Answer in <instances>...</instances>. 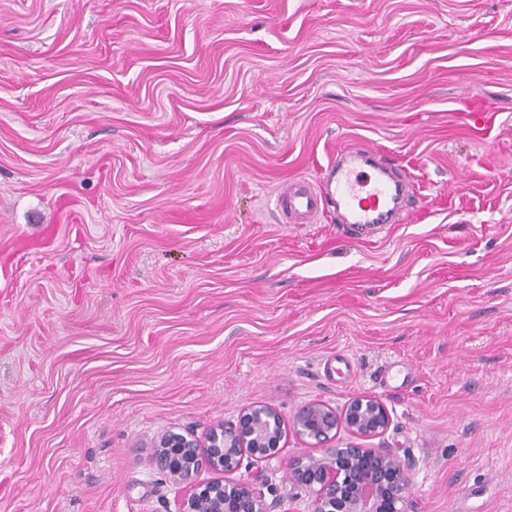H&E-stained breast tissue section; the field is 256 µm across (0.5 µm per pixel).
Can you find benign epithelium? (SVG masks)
Wrapping results in <instances>:
<instances>
[{
	"label": "benign epithelium",
	"mask_w": 512,
	"mask_h": 512,
	"mask_svg": "<svg viewBox=\"0 0 512 512\" xmlns=\"http://www.w3.org/2000/svg\"><path fill=\"white\" fill-rule=\"evenodd\" d=\"M392 422L386 403L376 397L352 399L340 412L322 401L302 405L285 423L275 409L245 408L235 422L220 421L204 438L172 429L153 444L148 466L179 490L176 512H292L284 498L267 500L253 483L233 479L244 459L279 457L288 433L316 452L288 461V481L312 496L311 512H408L411 467L390 448L333 444L346 427L363 440L378 438ZM204 472L215 477L204 481Z\"/></svg>",
	"instance_id": "benign-epithelium-1"
}]
</instances>
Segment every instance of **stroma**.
Here are the masks:
<instances>
[{"mask_svg":"<svg viewBox=\"0 0 512 512\" xmlns=\"http://www.w3.org/2000/svg\"><path fill=\"white\" fill-rule=\"evenodd\" d=\"M351 147L399 223H288ZM361 395L410 512H512V0H0V512H175L157 436Z\"/></svg>","mask_w":512,"mask_h":512,"instance_id":"1","label":"stroma"}]
</instances>
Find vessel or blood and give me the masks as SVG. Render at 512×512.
<instances>
[{"mask_svg":"<svg viewBox=\"0 0 512 512\" xmlns=\"http://www.w3.org/2000/svg\"><path fill=\"white\" fill-rule=\"evenodd\" d=\"M403 181L391 165L366 148L343 151L329 166L319 185L299 178L278 193V207L287 209L292 223L307 224L325 206H333L340 223L380 228L394 223L400 210Z\"/></svg>","mask_w":512,"mask_h":512,"instance_id":"1","label":"vessel or blood"}]
</instances>
